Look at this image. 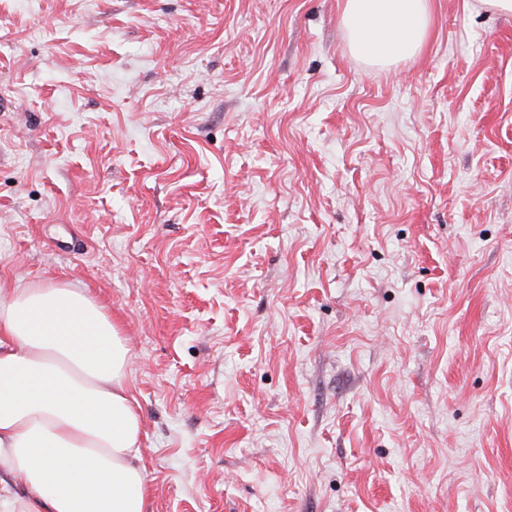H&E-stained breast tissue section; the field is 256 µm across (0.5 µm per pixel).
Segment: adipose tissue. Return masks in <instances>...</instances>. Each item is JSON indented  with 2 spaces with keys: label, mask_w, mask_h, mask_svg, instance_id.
Masks as SVG:
<instances>
[{
  "label": "adipose tissue",
  "mask_w": 512,
  "mask_h": 512,
  "mask_svg": "<svg viewBox=\"0 0 512 512\" xmlns=\"http://www.w3.org/2000/svg\"><path fill=\"white\" fill-rule=\"evenodd\" d=\"M366 63L415 57L430 0H344ZM121 327L90 294L0 282V512H149Z\"/></svg>",
  "instance_id": "obj_1"
}]
</instances>
